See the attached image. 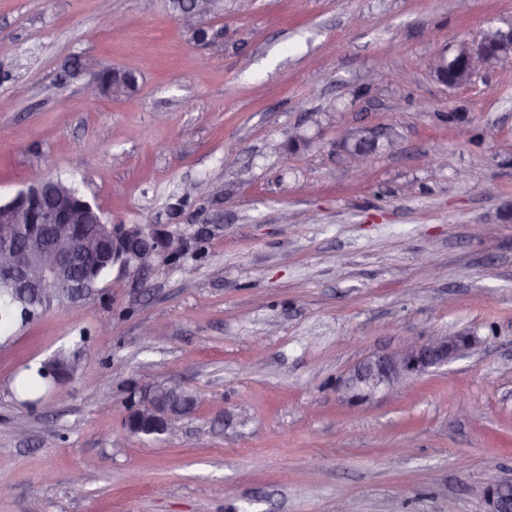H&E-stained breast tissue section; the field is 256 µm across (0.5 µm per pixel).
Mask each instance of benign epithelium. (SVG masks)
Masks as SVG:
<instances>
[{"instance_id": "1", "label": "benign epithelium", "mask_w": 512, "mask_h": 512, "mask_svg": "<svg viewBox=\"0 0 512 512\" xmlns=\"http://www.w3.org/2000/svg\"><path fill=\"white\" fill-rule=\"evenodd\" d=\"M210 12L209 0H190L178 14L185 29L202 23ZM462 67L453 85L468 84L489 65L512 66V29L499 32L495 49L485 41L465 42L460 46ZM456 54L439 52L435 71L446 83L448 67ZM73 77H88L85 90L91 97L113 95V89L128 88L126 72L112 69V83H101V69L87 58H76L70 65ZM94 221L99 233L90 238L81 225ZM174 240L149 224H110L101 218L98 206L78 197L58 181L40 172L32 173L26 186L10 198L0 200V279L19 288H37L39 283L60 279L79 266L85 269L108 265L111 280L107 287L125 288L141 279L156 262L168 263ZM474 346L470 336H444L435 333L428 340L408 343L386 356L363 362L345 383L354 398L378 391L395 392L409 377L466 357ZM149 414L164 420L166 431L175 436L182 418L167 410L165 401L152 398ZM495 512H512V484L491 490Z\"/></svg>"}]
</instances>
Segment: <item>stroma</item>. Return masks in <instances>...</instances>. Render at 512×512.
I'll list each match as a JSON object with an SVG mask.
<instances>
[{
  "label": "stroma",
  "instance_id": "35a3bbf8",
  "mask_svg": "<svg viewBox=\"0 0 512 512\" xmlns=\"http://www.w3.org/2000/svg\"><path fill=\"white\" fill-rule=\"evenodd\" d=\"M491 25L512 0H225L203 42L165 0H0V198L71 175L107 221L185 240L141 285L0 340V512H492L512 482V69L452 87L431 65ZM74 57L136 92L87 98ZM355 131L380 145L361 177ZM198 180L215 195L172 216ZM436 332L472 355L345 391ZM77 343L55 404L21 405L24 366ZM159 384L195 402L150 442L129 401Z\"/></svg>",
  "mask_w": 512,
  "mask_h": 512
}]
</instances>
